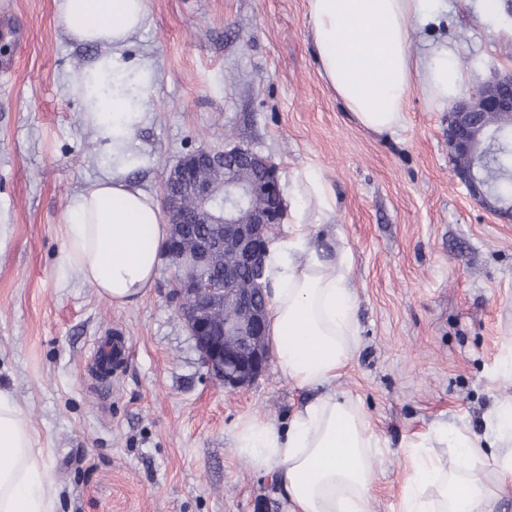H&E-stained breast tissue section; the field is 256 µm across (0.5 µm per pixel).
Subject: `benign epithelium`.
<instances>
[{"mask_svg":"<svg viewBox=\"0 0 512 512\" xmlns=\"http://www.w3.org/2000/svg\"><path fill=\"white\" fill-rule=\"evenodd\" d=\"M487 112L512 116L511 72L483 82L448 116L451 155L474 157L470 166L455 169L460 183L470 197L487 205L499 219L511 222L512 202L482 180L475 161L484 134L481 114ZM163 196L170 223L219 224L223 228L224 241H205L195 250L172 237L165 254L178 284L179 314L202 365L226 388L249 385L266 370L270 358L265 343L264 266L270 234L285 215L279 168L241 146L222 153L198 150L184 156L170 171ZM257 196L269 200L270 205L252 212L250 220L242 219L241 211ZM221 246L233 254L237 266L250 273L252 288L262 302L250 307L247 319L226 320L217 327L207 316L219 300L246 302L233 275L224 277L220 290L209 278V253Z\"/></svg>","mask_w":512,"mask_h":512,"instance_id":"benign-epithelium-1","label":"benign epithelium"}]
</instances>
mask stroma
I'll list each match as a JSON object with an SVG mask.
<instances>
[{
  "instance_id": "obj_1",
  "label": "stroma",
  "mask_w": 512,
  "mask_h": 512,
  "mask_svg": "<svg viewBox=\"0 0 512 512\" xmlns=\"http://www.w3.org/2000/svg\"><path fill=\"white\" fill-rule=\"evenodd\" d=\"M409 52L445 43L469 96L512 72V16L484 0H443L408 21ZM99 50L69 39L55 0H0V391L28 418L59 489V512H288L269 476L233 446L235 424L276 425L314 397L268 365L230 390L200 361L161 264L139 303L115 307L61 269L72 196L111 169L69 81ZM127 54L151 95L133 141L139 186L162 196L167 173L198 149L240 145L278 165L295 222L294 180L317 173L330 210L303 222L325 258L350 260L358 338L333 382L388 447L371 512H399L408 447L433 428L484 434L512 400V223L471 198L448 148L450 106L412 85L393 134L362 128L322 77L307 0H149ZM126 339L109 386L95 352Z\"/></svg>"
}]
</instances>
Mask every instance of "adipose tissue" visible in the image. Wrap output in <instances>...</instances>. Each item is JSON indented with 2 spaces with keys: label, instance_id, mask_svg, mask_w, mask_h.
Wrapping results in <instances>:
<instances>
[{
  "label": "adipose tissue",
  "instance_id": "adipose-tissue-1",
  "mask_svg": "<svg viewBox=\"0 0 512 512\" xmlns=\"http://www.w3.org/2000/svg\"><path fill=\"white\" fill-rule=\"evenodd\" d=\"M77 43L99 48L96 63L73 76L84 98L83 121L112 153V170L72 198L60 256L100 298L116 307L137 304L154 288L160 248L169 236L159 200L128 179L134 133L149 85L121 84L125 51L145 25L148 0H55ZM321 74L365 129L385 134L405 121L412 80L429 99L448 104L466 81L452 51L409 52V17L425 0H307ZM346 257L329 261L310 245L304 224L269 246L268 336L280 374L316 391L288 425L239 421L234 448L254 471L282 485L289 512H370L374 464L385 446L360 406L329 385L349 362L358 333ZM434 440L457 450L455 465L410 445V472L400 512H495L512 487V456L486 454L468 430H439ZM48 451L18 406L0 393V512H57Z\"/></svg>",
  "mask_w": 512,
  "mask_h": 512
}]
</instances>
